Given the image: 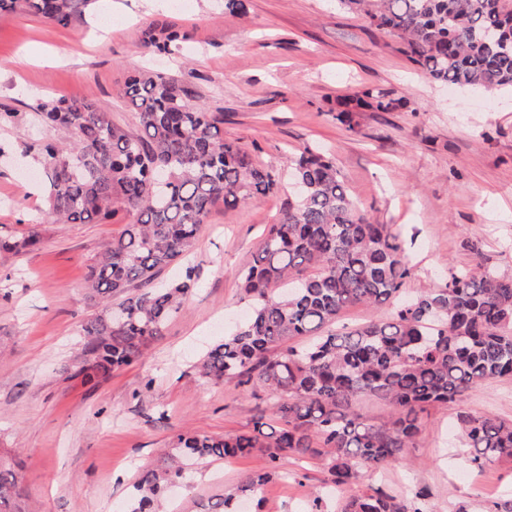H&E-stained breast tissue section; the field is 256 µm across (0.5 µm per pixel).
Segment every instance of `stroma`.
Instances as JSON below:
<instances>
[{
    "instance_id": "stroma-1",
    "label": "stroma",
    "mask_w": 512,
    "mask_h": 512,
    "mask_svg": "<svg viewBox=\"0 0 512 512\" xmlns=\"http://www.w3.org/2000/svg\"><path fill=\"white\" fill-rule=\"evenodd\" d=\"M90 0L68 27L29 12L0 13V106L19 112L0 128V225L38 219L37 251L0 256V461L19 473L28 512H124L142 467L178 432L221 436L273 422V400L228 379L201 380L194 363L246 316L237 274L252 259L287 193L236 209L216 207L191 256L196 287L141 361L96 387L62 372L93 309L85 282L95 255L128 215L109 224H56L45 211L24 144L47 137L37 106L57 98L106 106L129 132L139 122L125 81L143 68L171 75L224 114V137L277 170L306 146L333 156L353 196L379 223L402 233L414 295L442 287L449 267L512 272V93L472 92L429 80L396 41L340 10L335 0ZM187 31L179 52L143 46L152 26ZM364 88L405 97V108L358 113L347 130L339 98ZM512 419V380H491L460 401L427 408L407 461L363 474L357 489L403 496L422 487L424 512H485L512 502V461L474 469L448 447L463 412ZM265 454L206 462L192 489L173 488L166 512H203L210 497L269 470ZM327 477L320 460L282 458L264 486L261 512H310Z\"/></svg>"
}]
</instances>
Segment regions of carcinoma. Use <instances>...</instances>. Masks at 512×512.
Here are the masks:
<instances>
[{
    "mask_svg": "<svg viewBox=\"0 0 512 512\" xmlns=\"http://www.w3.org/2000/svg\"><path fill=\"white\" fill-rule=\"evenodd\" d=\"M88 0H0L66 26ZM369 26L396 37L400 52L437 83L493 93L512 91V0H336ZM188 34L168 25L145 35L154 54L178 51ZM140 133L112 122L98 103L60 98L35 119L69 134L64 142L24 146L43 173L47 211L59 224L133 217L90 265L88 299L97 309L83 326L77 363L66 371L86 385L138 361L182 308L192 270L165 287L154 281L195 246L219 204L235 208L278 192L276 172L224 139V113L194 100L178 79L138 72L125 85ZM406 104L381 88L341 98L336 120L354 130V114ZM292 194L268 226L250 264L238 272L248 315L196 365L206 383L236 378L274 398L276 424L216 437L178 432L158 463L143 468L129 512H163L168 486L192 487L197 466L255 452L271 470L248 475L204 512H235L255 496L281 458L323 462L330 487L407 459L423 432L420 413L460 399L478 385L512 378V276L479 262L448 269L444 287L405 296L412 266L400 232L380 224L352 196L333 157L310 147L287 162ZM37 224L0 233V254L36 249ZM354 305L390 306L385 317L336 327ZM392 408L377 421L349 412L358 396ZM462 446L482 468L512 459V420L461 414ZM0 512H26L21 479L0 467ZM340 512H422L381 487L342 500Z\"/></svg>",
    "mask_w": 512,
    "mask_h": 512,
    "instance_id": "cac0c4a2",
    "label": "carcinoma"
}]
</instances>
